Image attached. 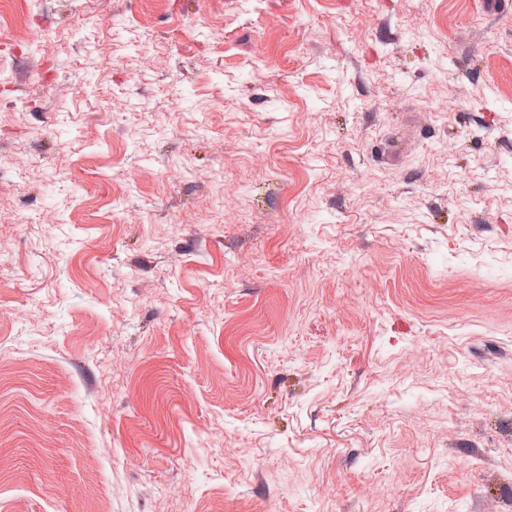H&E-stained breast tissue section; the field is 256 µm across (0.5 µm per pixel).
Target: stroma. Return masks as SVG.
Returning <instances> with one entry per match:
<instances>
[{
  "label": "stroma",
  "instance_id": "stroma-1",
  "mask_svg": "<svg viewBox=\"0 0 512 512\" xmlns=\"http://www.w3.org/2000/svg\"><path fill=\"white\" fill-rule=\"evenodd\" d=\"M511 504L512 9L0 0V512Z\"/></svg>",
  "mask_w": 512,
  "mask_h": 512
}]
</instances>
